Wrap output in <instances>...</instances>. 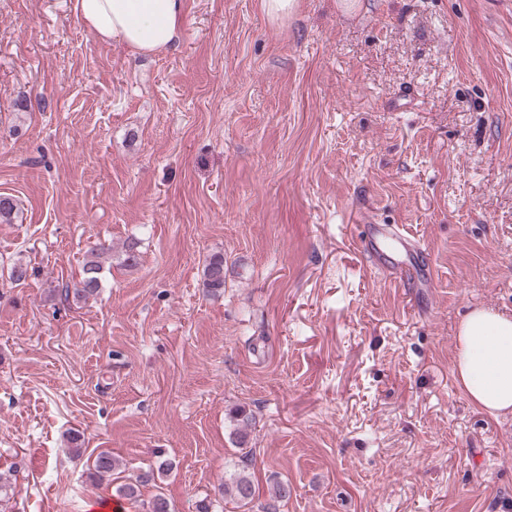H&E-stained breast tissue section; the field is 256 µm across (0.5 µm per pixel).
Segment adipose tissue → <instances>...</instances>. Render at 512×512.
<instances>
[{
	"label": "adipose tissue",
	"instance_id": "obj_1",
	"mask_svg": "<svg viewBox=\"0 0 512 512\" xmlns=\"http://www.w3.org/2000/svg\"><path fill=\"white\" fill-rule=\"evenodd\" d=\"M183 0H76L86 27L143 56L173 47L181 34ZM456 381L476 407L512 415V318L473 307L456 330Z\"/></svg>",
	"mask_w": 512,
	"mask_h": 512
}]
</instances>
